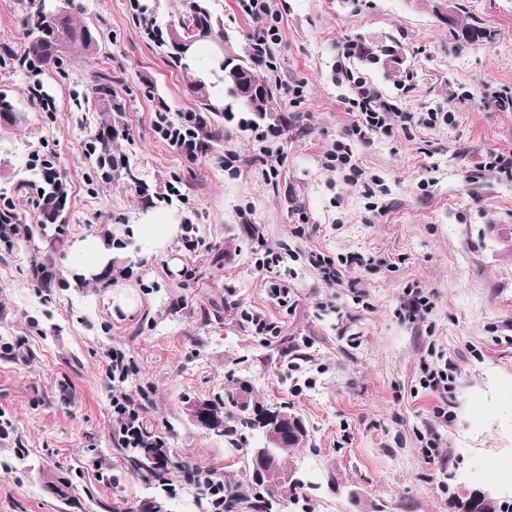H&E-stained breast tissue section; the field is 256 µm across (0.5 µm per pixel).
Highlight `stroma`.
Wrapping results in <instances>:
<instances>
[{"instance_id": "1", "label": "stroma", "mask_w": 512, "mask_h": 512, "mask_svg": "<svg viewBox=\"0 0 512 512\" xmlns=\"http://www.w3.org/2000/svg\"><path fill=\"white\" fill-rule=\"evenodd\" d=\"M79 20L99 50L62 57L41 77L56 109L30 101L28 79L0 62V195L13 199L26 238H0V512H202L193 488L166 496L158 478L124 465L112 416L108 354L126 352L145 391V420L172 459L246 487L257 435L237 441L200 428L191 404L247 384L255 399L302 419L298 491L278 490L280 512H448L461 490L503 495L512 475V179L491 168L512 153V0H452L461 21L477 19L485 40L457 46L430 0H275L281 41L274 49L280 133L257 139L230 122L231 136L190 160L154 131L200 101L170 47L140 20L178 27L190 6L229 36L218 50L240 53L254 24L236 0H77ZM28 0H0V44L24 51ZM394 39L402 82L386 64L344 58L345 44ZM104 75L121 111L111 118L114 155L127 160L102 178L82 141L104 118L86 94ZM354 74L395 111L412 113L392 134L351 137L344 103ZM453 123L427 127L430 110ZM351 145L358 182L329 167L337 142ZM54 158L69 189L56 223L39 228L30 200V154ZM156 192L194 227L204 245L175 241L167 254L77 281L67 265L75 237L115 235ZM290 288L281 305L260 270L265 249ZM360 255V267L347 265ZM331 260L339 284L324 281L316 257ZM48 269L44 284L35 268ZM134 288L140 306L112 310V289ZM428 305L404 316L411 292ZM279 326L257 335L247 314ZM451 365L447 391L422 387L423 364ZM434 457H427L430 437ZM71 480L69 499L53 493Z\"/></svg>"}]
</instances>
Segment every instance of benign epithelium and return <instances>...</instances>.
Here are the masks:
<instances>
[{"instance_id": "obj_1", "label": "benign epithelium", "mask_w": 512, "mask_h": 512, "mask_svg": "<svg viewBox=\"0 0 512 512\" xmlns=\"http://www.w3.org/2000/svg\"><path fill=\"white\" fill-rule=\"evenodd\" d=\"M45 18L56 28V47H62L66 44L62 6L58 3L49 5L45 10ZM240 97L245 102L251 101L257 106L266 103L270 93L262 81L251 74L240 81ZM191 413L197 424L206 430L218 432L224 428V420L213 418L205 403L194 405ZM258 434L261 445L254 449L250 458L254 478L260 481L271 472L277 471L284 482L291 485L297 481L298 467L294 460L283 456V452L290 448H299L307 441L308 432L303 422L292 415H270L261 421Z\"/></svg>"}]
</instances>
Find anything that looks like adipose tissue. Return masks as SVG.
<instances>
[{
	"mask_svg": "<svg viewBox=\"0 0 512 512\" xmlns=\"http://www.w3.org/2000/svg\"><path fill=\"white\" fill-rule=\"evenodd\" d=\"M183 217L165 206L140 211L133 224L121 231L119 239L86 235L69 246L68 262L76 276L97 279L114 261L138 257L147 259L165 253L184 233Z\"/></svg>",
	"mask_w": 512,
	"mask_h": 512,
	"instance_id": "ef3b65f1",
	"label": "adipose tissue"
}]
</instances>
